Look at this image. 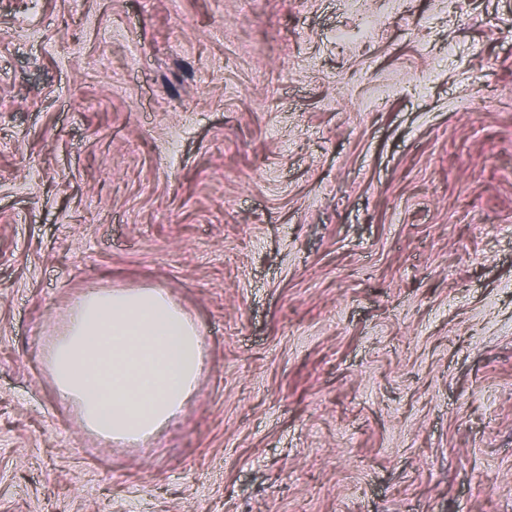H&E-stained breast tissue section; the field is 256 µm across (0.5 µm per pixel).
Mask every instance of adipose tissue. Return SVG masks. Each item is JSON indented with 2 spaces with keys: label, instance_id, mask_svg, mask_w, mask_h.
<instances>
[{
  "label": "adipose tissue",
  "instance_id": "1",
  "mask_svg": "<svg viewBox=\"0 0 512 512\" xmlns=\"http://www.w3.org/2000/svg\"><path fill=\"white\" fill-rule=\"evenodd\" d=\"M47 365L84 427L108 442L156 438L195 394L204 365L197 324L159 288L83 293Z\"/></svg>",
  "mask_w": 512,
  "mask_h": 512
}]
</instances>
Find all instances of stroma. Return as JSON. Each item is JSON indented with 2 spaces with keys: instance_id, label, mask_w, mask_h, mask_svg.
<instances>
[{
  "instance_id": "1",
  "label": "stroma",
  "mask_w": 512,
  "mask_h": 512,
  "mask_svg": "<svg viewBox=\"0 0 512 512\" xmlns=\"http://www.w3.org/2000/svg\"><path fill=\"white\" fill-rule=\"evenodd\" d=\"M365 7L0 0V512H512V0ZM142 287L206 364L127 446L46 350Z\"/></svg>"
}]
</instances>
